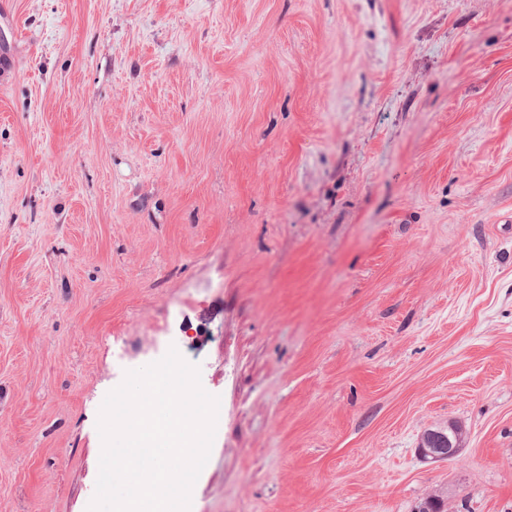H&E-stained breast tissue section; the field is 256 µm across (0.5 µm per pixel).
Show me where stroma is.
<instances>
[{
	"label": "stroma",
	"instance_id": "1",
	"mask_svg": "<svg viewBox=\"0 0 512 512\" xmlns=\"http://www.w3.org/2000/svg\"><path fill=\"white\" fill-rule=\"evenodd\" d=\"M2 59L0 512H87L159 336L191 512H512V0H6ZM460 425L448 423V428L430 429L422 437L418 448L421 459L442 463L454 458L461 450Z\"/></svg>",
	"mask_w": 512,
	"mask_h": 512
}]
</instances>
